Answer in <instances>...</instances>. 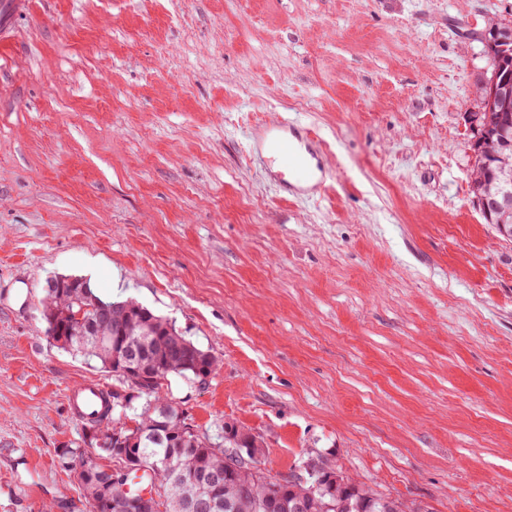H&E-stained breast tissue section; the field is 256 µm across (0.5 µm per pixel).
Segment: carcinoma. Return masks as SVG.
Listing matches in <instances>:
<instances>
[{
	"label": "carcinoma",
	"mask_w": 512,
	"mask_h": 512,
	"mask_svg": "<svg viewBox=\"0 0 512 512\" xmlns=\"http://www.w3.org/2000/svg\"><path fill=\"white\" fill-rule=\"evenodd\" d=\"M482 118L512 135V112H485ZM96 301L112 309V325L106 330L112 339L98 343L87 340L74 341L65 350L89 360L96 359L101 367L114 373L120 387L134 394L127 395L126 404L114 405L117 394L102 393L104 404L86 419V430L94 434L90 445L109 443L116 429L126 435L134 430L115 419L116 412L124 413L132 408L134 400L146 397L141 413L135 417L138 426L149 429L161 411L169 414L174 435L163 441L148 436L141 437L131 447V452L145 461L144 468L130 474L112 475L98 468L93 472L84 469L88 450L66 448L57 455L58 464L66 471L77 474L83 494L93 512H117L109 505L103 491L120 494L128 487L129 494L149 487L163 489V512H185L183 504L204 493L212 504L209 512H289V505L296 498L306 501V512H422V506L393 499L348 477L337 481L330 474L306 477L299 483L284 482L273 490L255 481L248 469L257 465L259 447H246L228 434L214 439L199 431H179V413L173 402L162 394L169 377L178 376L185 381L203 384L216 369V360L209 351L178 331L168 319L155 314L149 308L133 301H104L91 288H46L40 300L46 324L61 320V314L74 305V300ZM133 349L141 368L148 375H159L163 382L155 385L135 386L116 375L125 365L121 350Z\"/></svg>",
	"instance_id": "1"
}]
</instances>
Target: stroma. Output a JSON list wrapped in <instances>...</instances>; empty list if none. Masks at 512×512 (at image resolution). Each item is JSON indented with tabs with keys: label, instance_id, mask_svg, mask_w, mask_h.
<instances>
[{
	"label": "stroma",
	"instance_id": "stroma-1",
	"mask_svg": "<svg viewBox=\"0 0 512 512\" xmlns=\"http://www.w3.org/2000/svg\"><path fill=\"white\" fill-rule=\"evenodd\" d=\"M512 0H0V512H90L56 452L112 375L38 300L75 275L219 361L169 399L429 512H512V242L471 192L478 40ZM332 176L283 197L254 127ZM123 287L113 291V278Z\"/></svg>",
	"mask_w": 512,
	"mask_h": 512
}]
</instances>
